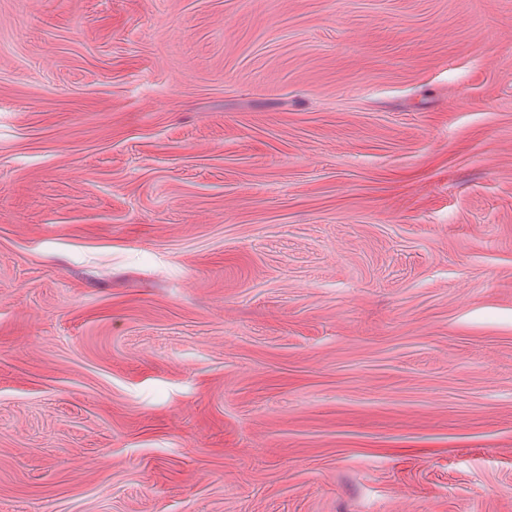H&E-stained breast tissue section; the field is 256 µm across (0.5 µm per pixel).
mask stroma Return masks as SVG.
I'll list each match as a JSON object with an SVG mask.
<instances>
[{
  "label": "stroma",
  "mask_w": 512,
  "mask_h": 512,
  "mask_svg": "<svg viewBox=\"0 0 512 512\" xmlns=\"http://www.w3.org/2000/svg\"><path fill=\"white\" fill-rule=\"evenodd\" d=\"M0 512H512V0H0Z\"/></svg>",
  "instance_id": "35a3bbf8"
}]
</instances>
